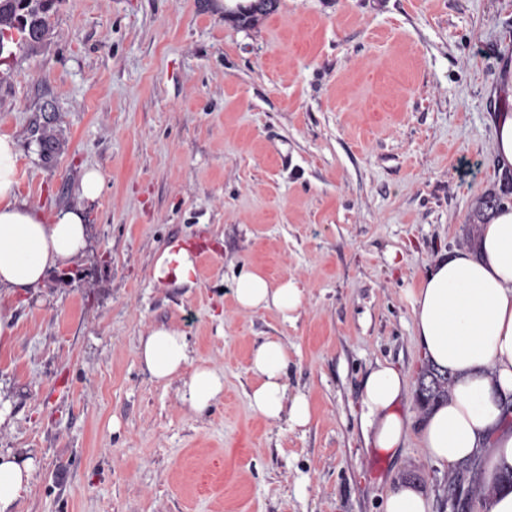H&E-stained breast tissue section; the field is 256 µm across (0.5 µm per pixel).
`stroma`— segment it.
Listing matches in <instances>:
<instances>
[{
    "label": "stroma",
    "mask_w": 512,
    "mask_h": 512,
    "mask_svg": "<svg viewBox=\"0 0 512 512\" xmlns=\"http://www.w3.org/2000/svg\"><path fill=\"white\" fill-rule=\"evenodd\" d=\"M226 0H55L40 43L0 60V134L19 197L79 209L83 256L13 305L0 348V452L34 457L12 512H381L408 477L453 512L418 430L386 456L359 400L376 362L416 386L406 298L431 259L473 249L488 195L512 206L493 128L512 0H278L242 26ZM51 107L60 148L44 159ZM104 188L82 198L84 170ZM192 239L195 284L155 280ZM403 256L390 266V252ZM294 279L292 320L243 311L241 268ZM184 332L224 374L204 414L141 365V336ZM287 343L308 425L250 407L252 350Z\"/></svg>",
    "instance_id": "stroma-1"
}]
</instances>
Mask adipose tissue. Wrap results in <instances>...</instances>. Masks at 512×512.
I'll return each mask as SVG.
<instances>
[{
    "label": "adipose tissue",
    "mask_w": 512,
    "mask_h": 512,
    "mask_svg": "<svg viewBox=\"0 0 512 512\" xmlns=\"http://www.w3.org/2000/svg\"><path fill=\"white\" fill-rule=\"evenodd\" d=\"M17 186V144L0 135V345L14 334L8 300L41 288L50 272L75 261L87 244L81 212H43L20 201ZM194 252L190 243L167 247L156 260V279L192 283ZM233 295L240 309L272 307L285 317L304 299L294 280L274 281L257 268L236 277ZM407 295L426 362L452 378L448 396L412 422L404 410L409 391L403 373L391 363H376L359 403L366 444L393 454L411 426H418L427 458L448 472H465L479 487L478 512H512V485L506 481L512 474V206L493 212L482 225L477 253L460 250L435 259ZM138 355L153 379H182L183 398L196 413L224 393L223 374L193 364L180 330L152 329L140 339ZM290 360L280 340L254 348L249 400L264 419L304 426L311 405L306 394L288 392ZM35 469L33 458L0 453V512H11ZM383 512H432V499L421 485L401 478L387 490Z\"/></svg>",
    "instance_id": "adipose-tissue-1"
}]
</instances>
